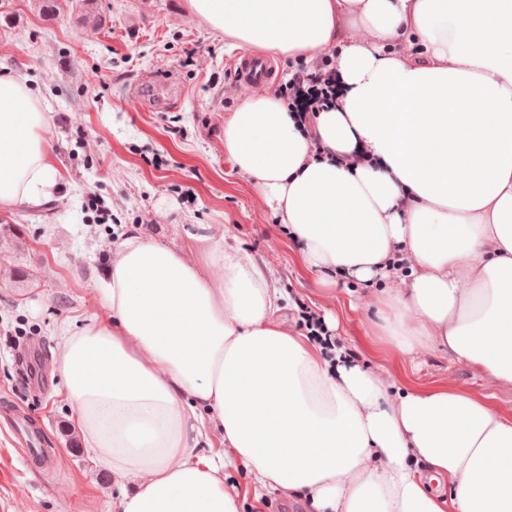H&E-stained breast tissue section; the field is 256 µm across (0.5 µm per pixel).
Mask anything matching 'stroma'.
I'll use <instances>...</instances> for the list:
<instances>
[{"mask_svg":"<svg viewBox=\"0 0 512 512\" xmlns=\"http://www.w3.org/2000/svg\"><path fill=\"white\" fill-rule=\"evenodd\" d=\"M57 2L46 18L34 0H0V67L26 74L47 108L60 173L48 199L0 208V228L19 239L0 243V408L27 414L49 454L28 465L22 443L0 424V512H117L111 473L71 443L72 411L53 358L68 329L100 312L114 246L133 231L200 264L209 239L223 240L283 292L282 330L323 359L337 353L311 335L302 308L390 392L471 391L512 419V382L440 349L413 363L387 340L376 312L387 280L306 265L289 225L224 151V121L250 96L230 76L240 51L233 40L192 16L187 0H97L93 20L80 0ZM148 72L168 80L146 87ZM92 194L110 209L108 223L87 209ZM19 268L26 278H16ZM224 488L238 512H311L304 492L257 489L240 461L225 470Z\"/></svg>","mask_w":512,"mask_h":512,"instance_id":"1","label":"stroma"}]
</instances>
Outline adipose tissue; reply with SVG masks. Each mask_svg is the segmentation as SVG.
Returning a JSON list of instances; mask_svg holds the SVG:
<instances>
[{
    "mask_svg": "<svg viewBox=\"0 0 512 512\" xmlns=\"http://www.w3.org/2000/svg\"><path fill=\"white\" fill-rule=\"evenodd\" d=\"M239 46L336 54L342 91L310 142L277 93L224 121V148L283 213L310 269L369 282L400 248L415 269L380 300L403 354L440 348L512 382V0H188ZM357 32L340 44L342 21ZM415 36L408 58L394 51ZM46 110L0 74V207L58 180ZM364 150L349 168L339 155ZM101 311L54 372L119 512H237L213 423L260 487L316 512H512V421L461 390L392 398L370 370L328 368L279 326L281 295L245 254L205 264L139 234L115 251ZM377 466H370L372 457Z\"/></svg>",
    "mask_w": 512,
    "mask_h": 512,
    "instance_id": "adipose-tissue-1",
    "label": "adipose tissue"
}]
</instances>
